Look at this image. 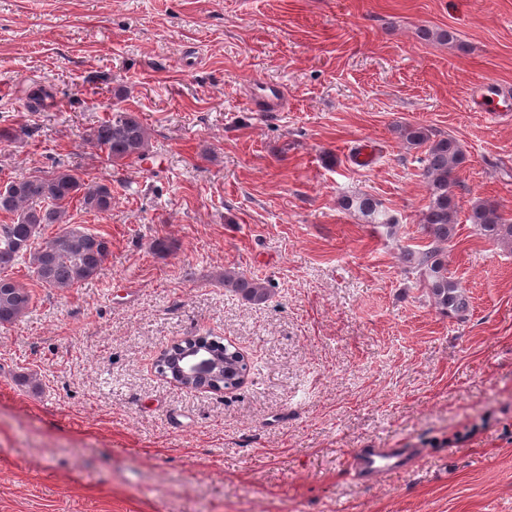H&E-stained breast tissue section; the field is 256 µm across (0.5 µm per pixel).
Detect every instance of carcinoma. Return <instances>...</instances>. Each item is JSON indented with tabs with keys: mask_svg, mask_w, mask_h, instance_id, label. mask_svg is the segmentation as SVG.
Instances as JSON below:
<instances>
[{
	"mask_svg": "<svg viewBox=\"0 0 512 512\" xmlns=\"http://www.w3.org/2000/svg\"><path fill=\"white\" fill-rule=\"evenodd\" d=\"M411 149L422 150L421 176L429 190V203L420 224L430 242L422 248L402 251L406 271L418 275L420 285L436 309L445 316H460L469 309V300L460 283L448 271L447 253L458 232V205L451 187L465 163V153L451 136H436L425 126L404 124L397 127ZM88 141L105 152L112 166H129L150 157L147 128L139 116L126 109H114L111 116L90 129ZM79 205L86 213L112 210V185L84 178L77 169L58 168L39 172L6 183L0 192V273L23 265L44 288L63 290L96 275L109 253L110 241L80 224L71 223L70 206ZM342 206L354 210L388 232L397 222L380 202L367 195L346 196ZM469 221L480 234L504 244L512 243V223L503 217L500 206L479 200L472 206ZM57 224L58 231L44 236L46 228ZM224 287L243 300L259 305L270 296L265 282L228 268ZM32 295L13 278L0 276V326L20 321L30 308ZM225 360L224 386L236 387L235 380L247 369L244 360H227L229 350L220 342L207 344Z\"/></svg>",
	"mask_w": 512,
	"mask_h": 512,
	"instance_id": "carcinoma-1",
	"label": "carcinoma"
}]
</instances>
